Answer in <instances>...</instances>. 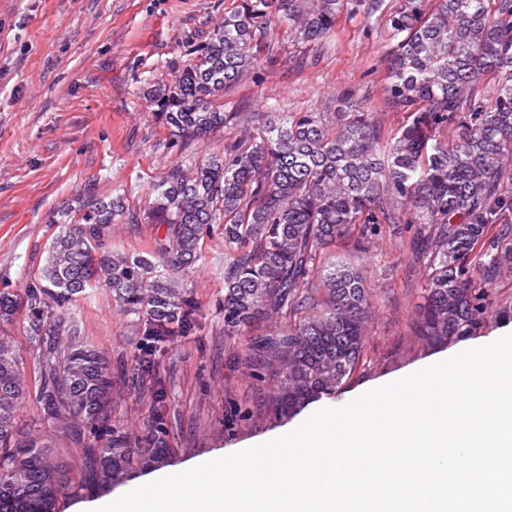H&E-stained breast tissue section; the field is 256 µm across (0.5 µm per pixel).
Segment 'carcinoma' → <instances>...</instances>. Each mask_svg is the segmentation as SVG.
Returning a JSON list of instances; mask_svg holds the SVG:
<instances>
[{
	"mask_svg": "<svg viewBox=\"0 0 512 512\" xmlns=\"http://www.w3.org/2000/svg\"><path fill=\"white\" fill-rule=\"evenodd\" d=\"M396 0L387 14L388 96L406 108L394 128L345 94L334 112H278L256 127L251 112L216 105L260 64L276 28L302 43L336 35L352 4L368 16L384 0H237L170 82L144 92L169 147L232 126L221 152L176 163L154 199L86 186L64 212L44 265L21 295L0 293V328L24 314L34 343L38 403L47 423L94 428L112 403V364L71 316L88 289L112 294L153 351L187 332L197 311L184 275L205 239L224 241V333L250 320L290 314L288 328L250 339L275 371L268 405L292 414L333 395L363 364L371 296L363 275L338 259L319 265L342 237L370 241L382 229L418 225L412 249L424 259L422 335L451 341L486 317L509 313L490 301L512 247V0ZM114 224H150L148 250L106 246ZM29 393L22 359L0 336V512H54L71 471L36 438L22 437ZM165 423L133 441L119 428L87 444L93 479L112 484L132 463L158 464Z\"/></svg>",
	"mask_w": 512,
	"mask_h": 512,
	"instance_id": "cac0c4a2",
	"label": "carcinoma"
}]
</instances>
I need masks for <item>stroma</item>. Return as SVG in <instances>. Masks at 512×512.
<instances>
[{"label": "stroma", "mask_w": 512, "mask_h": 512, "mask_svg": "<svg viewBox=\"0 0 512 512\" xmlns=\"http://www.w3.org/2000/svg\"><path fill=\"white\" fill-rule=\"evenodd\" d=\"M232 0H0V292L24 293L58 231L60 206L85 188L147 198L163 173L183 159L160 148L166 133L144 99L147 85L172 77L169 63L187 60V43L206 36ZM388 30L384 16L349 11L330 43L273 38L257 72L224 96L228 112L334 111L337 95L352 93L384 125L403 110L386 93ZM410 230L367 243L338 240L336 252L362 269L373 294L367 355L336 394L299 413L278 416L265 401L271 369L247 349V339L273 330L259 318L242 335L224 333V244L205 242V256L188 277L199 306L192 330L176 334L139 367L133 318L101 290L72 307L89 342L107 354L114 400L97 434L54 426L29 395L19 427L50 446L73 481L55 512L120 496L147 475L167 476L224 453L293 430L315 411L340 407L359 392L383 385L466 347L512 330V318H486L470 335L432 345L414 328L425 304L423 262L408 248ZM163 390L161 413L168 450L155 468H133L112 485L93 481L83 467L89 441L104 444L118 427L139 437L150 429L153 393Z\"/></svg>", "instance_id": "35a3bbf8"}]
</instances>
